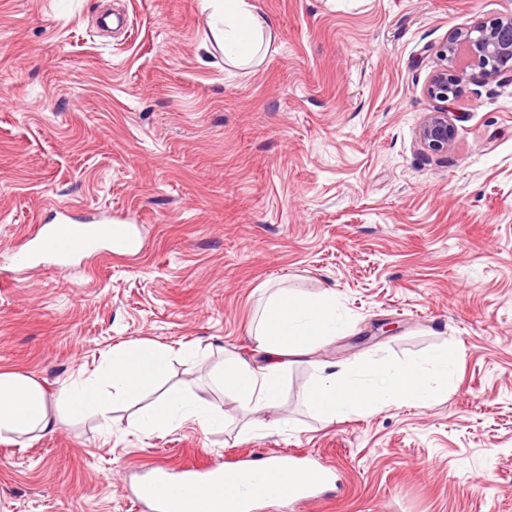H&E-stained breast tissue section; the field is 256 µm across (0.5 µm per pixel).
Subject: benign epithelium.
<instances>
[{
  "mask_svg": "<svg viewBox=\"0 0 512 512\" xmlns=\"http://www.w3.org/2000/svg\"><path fill=\"white\" fill-rule=\"evenodd\" d=\"M512 29V15L490 25H477L443 43L438 55L442 64L433 71L425 86L434 102L418 130L420 145L433 153H446L453 145L456 127L449 114L462 81L478 79L484 84L512 71V39L499 32Z\"/></svg>",
  "mask_w": 512,
  "mask_h": 512,
  "instance_id": "1",
  "label": "benign epithelium"
}]
</instances>
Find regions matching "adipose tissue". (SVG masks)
Masks as SVG:
<instances>
[{"instance_id":"1","label":"adipose tissue","mask_w":512,"mask_h":512,"mask_svg":"<svg viewBox=\"0 0 512 512\" xmlns=\"http://www.w3.org/2000/svg\"><path fill=\"white\" fill-rule=\"evenodd\" d=\"M213 39L225 61H253L259 43L272 39L265 15L250 0H207ZM345 327L336 295L325 291L307 296L280 290L269 299L256 327L261 363L239 358L225 360L217 377L219 389L231 394L239 407L260 413L276 405L282 372L291 358L314 352ZM172 353L152 341H140L113 351L99 373L73 381L60 393L69 410L100 418L110 426L116 401L152 391L169 374ZM455 362L439 351L413 364L376 361L351 371L321 366L312 380L307 400L328 422L351 412H369L382 405L411 401L427 404L448 389ZM61 420L48 404L45 387L36 379L10 368H0V441L20 443L22 438L54 432ZM196 423L204 431L224 424V412L215 404L173 391L155 402L140 421L144 433Z\"/></svg>"}]
</instances>
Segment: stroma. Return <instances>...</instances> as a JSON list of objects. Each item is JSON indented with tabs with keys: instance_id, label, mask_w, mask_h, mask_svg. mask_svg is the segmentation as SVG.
I'll return each instance as SVG.
<instances>
[{
	"instance_id": "stroma-1",
	"label": "stroma",
	"mask_w": 512,
	"mask_h": 512,
	"mask_svg": "<svg viewBox=\"0 0 512 512\" xmlns=\"http://www.w3.org/2000/svg\"><path fill=\"white\" fill-rule=\"evenodd\" d=\"M275 37L225 63L203 0H0V367L49 397L113 349L171 348L168 386L219 405L224 427L146 435L147 399L111 428L64 419L0 442V512H143L158 468L312 454L333 496L296 512H512V72L463 83L448 153L424 151V87L456 30L512 0H250ZM109 210L137 252L68 270L9 268L37 221ZM332 290L344 330L285 370L253 429L213 381L256 362L271 293ZM445 350L429 404L325 422L322 364H400Z\"/></svg>"
}]
</instances>
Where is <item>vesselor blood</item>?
Instances as JSON below:
<instances>
[{"instance_id":"obj_1","label":"vessel or blood","mask_w":512,"mask_h":512,"mask_svg":"<svg viewBox=\"0 0 512 512\" xmlns=\"http://www.w3.org/2000/svg\"><path fill=\"white\" fill-rule=\"evenodd\" d=\"M137 240L132 225L111 215H100L75 224L67 217L57 223L39 225L36 233L15 259L23 267L41 260L51 261L60 268L75 262H84L115 251L136 249ZM248 476L252 486L244 497L245 508L264 500L268 495H280L288 506H296L314 498L316 491L326 482L324 470L310 465L304 457L277 455L272 461L253 463L243 459L238 464H219L188 473L181 479H172L167 469L158 470L143 485L139 494L151 502L157 512H208L214 489L227 484H238L241 476Z\"/></svg>"}]
</instances>
